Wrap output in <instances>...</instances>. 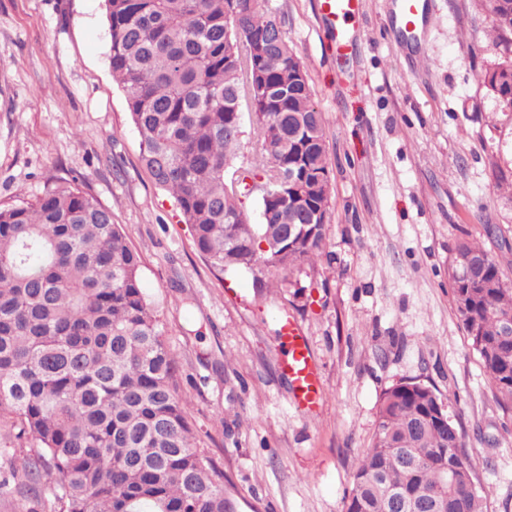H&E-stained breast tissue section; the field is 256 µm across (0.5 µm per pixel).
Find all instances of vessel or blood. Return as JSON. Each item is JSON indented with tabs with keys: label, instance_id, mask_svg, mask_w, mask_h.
<instances>
[{
	"label": "vessel or blood",
	"instance_id": "b4317fda",
	"mask_svg": "<svg viewBox=\"0 0 512 512\" xmlns=\"http://www.w3.org/2000/svg\"><path fill=\"white\" fill-rule=\"evenodd\" d=\"M361 3L362 0H320L322 18L335 30L340 46L350 43L343 25L358 14ZM277 340L283 352L282 369L290 382L294 402L301 409H313L320 403L324 391L303 330L296 322L286 321L279 329Z\"/></svg>",
	"mask_w": 512,
	"mask_h": 512
}]
</instances>
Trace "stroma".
Segmentation results:
<instances>
[{
  "label": "stroma",
  "mask_w": 512,
  "mask_h": 512,
  "mask_svg": "<svg viewBox=\"0 0 512 512\" xmlns=\"http://www.w3.org/2000/svg\"><path fill=\"white\" fill-rule=\"evenodd\" d=\"M362 2L344 51L318 0L268 2L325 116L332 183L322 257L281 288L212 269L142 165L104 0H0V206L71 185L111 211L179 359L195 444L223 469L238 512H344L379 396L407 380L445 398L487 512H512V406L459 323L449 279L469 238L512 281V196L494 187V107L479 91L500 50L476 0H423L433 23L415 39L400 31L397 0ZM284 316L307 336L326 391L311 414L281 370Z\"/></svg>",
  "instance_id": "stroma-1"
}]
</instances>
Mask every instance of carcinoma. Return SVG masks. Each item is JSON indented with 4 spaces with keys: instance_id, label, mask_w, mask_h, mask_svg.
Wrapping results in <instances>:
<instances>
[{
    "instance_id": "1",
    "label": "carcinoma",
    "mask_w": 512,
    "mask_h": 512,
    "mask_svg": "<svg viewBox=\"0 0 512 512\" xmlns=\"http://www.w3.org/2000/svg\"><path fill=\"white\" fill-rule=\"evenodd\" d=\"M113 77L141 139V163L172 194L214 269L263 268L275 288L322 253L332 195L325 117L288 39L257 45L279 18L266 0H104ZM504 56L480 79L483 98L512 102V0H477ZM253 115L250 132L241 109ZM489 125L512 151V110ZM250 144L252 159L237 164ZM262 221L242 224V185ZM320 213L315 224L303 216ZM299 224L296 236L288 225ZM278 247L267 252L261 242ZM487 256L485 284L466 287L458 258ZM141 259L112 212L71 186L0 206V426L23 448L0 493L17 512H232L224 471L196 448L176 392L178 359L140 284ZM459 322L503 404L512 405V284L477 240L451 261ZM411 462H401L403 455ZM345 512H391L388 493L437 490L446 512H485L475 465L440 393L417 382L383 390L371 445Z\"/></svg>"
}]
</instances>
